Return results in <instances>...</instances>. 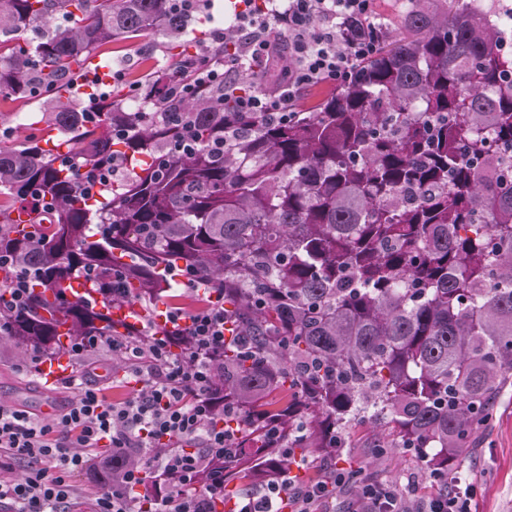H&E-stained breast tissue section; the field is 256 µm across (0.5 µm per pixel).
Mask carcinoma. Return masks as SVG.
Segmentation results:
<instances>
[{
    "label": "carcinoma",
    "mask_w": 512,
    "mask_h": 512,
    "mask_svg": "<svg viewBox=\"0 0 512 512\" xmlns=\"http://www.w3.org/2000/svg\"><path fill=\"white\" fill-rule=\"evenodd\" d=\"M441 2L410 0L348 83L286 123L234 112L217 86L172 101L146 72L135 110L104 96L87 126L66 79L114 40L183 39L191 16L176 0H0V98L42 90L72 159L34 133L0 143V256L40 274L0 342L24 356L122 338L111 310L177 296L166 270L181 265L233 287L256 350L216 362L245 421L235 470L288 466L271 421L288 447L331 455L373 420L394 435L382 447L448 477L512 379V69L481 0ZM114 155L121 172L83 201L75 167Z\"/></svg>",
    "instance_id": "cac0c4a2"
}]
</instances>
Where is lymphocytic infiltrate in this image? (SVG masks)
<instances>
[{"instance_id": "f902f5d3", "label": "lymphocytic infiltrate", "mask_w": 512, "mask_h": 512, "mask_svg": "<svg viewBox=\"0 0 512 512\" xmlns=\"http://www.w3.org/2000/svg\"><path fill=\"white\" fill-rule=\"evenodd\" d=\"M385 25L372 0H234L232 20L213 34L223 46L216 58L209 46L196 52L193 82L167 76L171 93L194 97L200 86L221 85L241 112L286 120L300 94L319 84L348 81L355 64L375 54ZM278 76L273 90L258 80ZM172 281L191 293L205 292L193 310L170 307L165 326L149 314L131 324V336L97 334L75 343L83 360L108 350L117 360V382L131 393L111 401L100 386L70 375L74 392L52 420L0 400V507L6 512H67L87 475L96 487L94 512H212L223 499L231 468L243 453L241 429L228 430L224 417L238 414L214 384L213 363L225 349L250 353L241 333L228 324L225 289L184 269ZM118 453L136 456L120 485L106 475ZM24 464L15 474V464ZM351 480L349 469L330 466L317 482L295 487L288 470L271 466L255 488L239 494L233 512H322L336 490ZM392 482H364L353 512H473L472 482L450 476L426 499Z\"/></svg>"}]
</instances>
